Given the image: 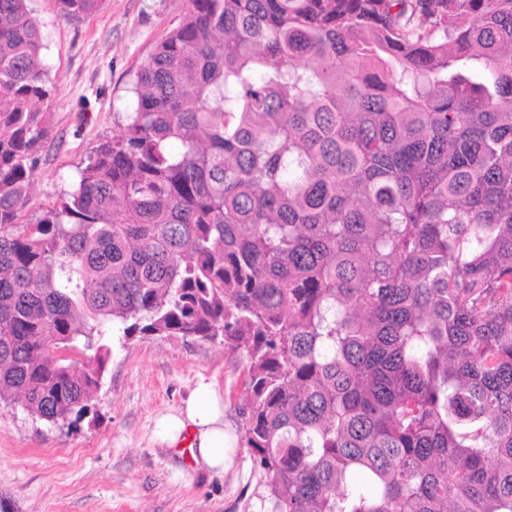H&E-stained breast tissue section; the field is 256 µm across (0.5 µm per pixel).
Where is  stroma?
Listing matches in <instances>:
<instances>
[{
	"label": "stroma",
	"instance_id": "stroma-1",
	"mask_svg": "<svg viewBox=\"0 0 512 512\" xmlns=\"http://www.w3.org/2000/svg\"><path fill=\"white\" fill-rule=\"evenodd\" d=\"M32 7L56 92L23 224L36 223L72 189L78 167L132 111L131 80L176 30L186 2L104 0L97 13L75 20L59 17L52 0ZM103 342L110 357L81 418L53 425L20 404L0 405V512H258L261 475L241 441L242 360L217 341ZM202 378L224 399L232 439L219 475L196 469L153 435L157 418L177 410Z\"/></svg>",
	"mask_w": 512,
	"mask_h": 512
}]
</instances>
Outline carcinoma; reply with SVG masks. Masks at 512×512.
Wrapping results in <instances>:
<instances>
[{"label": "carcinoma", "mask_w": 512, "mask_h": 512, "mask_svg": "<svg viewBox=\"0 0 512 512\" xmlns=\"http://www.w3.org/2000/svg\"><path fill=\"white\" fill-rule=\"evenodd\" d=\"M29 2L0 0V404L82 417L107 332L218 340L261 512H512V0H187L19 224Z\"/></svg>", "instance_id": "obj_1"}]
</instances>
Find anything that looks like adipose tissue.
<instances>
[{
  "instance_id": "obj_1",
  "label": "adipose tissue",
  "mask_w": 512,
  "mask_h": 512,
  "mask_svg": "<svg viewBox=\"0 0 512 512\" xmlns=\"http://www.w3.org/2000/svg\"><path fill=\"white\" fill-rule=\"evenodd\" d=\"M157 442L169 448L190 447L200 470H224V406L212 384L199 382L183 406L157 422Z\"/></svg>"
}]
</instances>
